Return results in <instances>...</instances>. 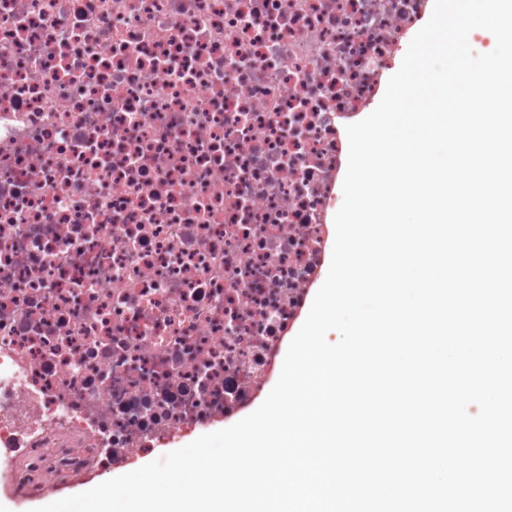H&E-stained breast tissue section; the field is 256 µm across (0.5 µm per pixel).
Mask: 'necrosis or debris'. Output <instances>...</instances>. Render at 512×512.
I'll use <instances>...</instances> for the list:
<instances>
[{
	"label": "necrosis or debris",
	"mask_w": 512,
	"mask_h": 512,
	"mask_svg": "<svg viewBox=\"0 0 512 512\" xmlns=\"http://www.w3.org/2000/svg\"><path fill=\"white\" fill-rule=\"evenodd\" d=\"M431 0H0V482L61 490L259 397L347 125Z\"/></svg>",
	"instance_id": "necrosis-or-debris-1"
}]
</instances>
